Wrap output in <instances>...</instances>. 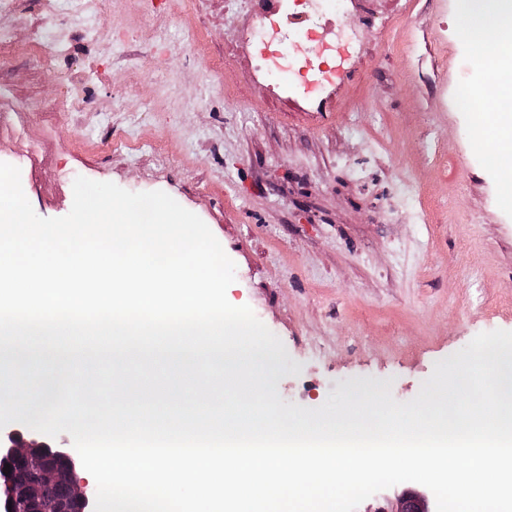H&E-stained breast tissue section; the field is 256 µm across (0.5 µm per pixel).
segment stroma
<instances>
[{"label":"stroma","instance_id":"35a3bbf8","mask_svg":"<svg viewBox=\"0 0 512 512\" xmlns=\"http://www.w3.org/2000/svg\"><path fill=\"white\" fill-rule=\"evenodd\" d=\"M277 7L0 0V161L43 218L70 212L79 176L199 216L236 265L235 304L287 351L284 402L386 382L411 401L436 362L512 332V210L471 121L493 78L457 40L454 0H339L306 22L318 40L340 19L358 33L347 76L292 92L258 60Z\"/></svg>","mask_w":512,"mask_h":512}]
</instances>
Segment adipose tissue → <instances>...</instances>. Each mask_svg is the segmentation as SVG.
<instances>
[{
  "instance_id": "1",
  "label": "adipose tissue",
  "mask_w": 512,
  "mask_h": 512,
  "mask_svg": "<svg viewBox=\"0 0 512 512\" xmlns=\"http://www.w3.org/2000/svg\"><path fill=\"white\" fill-rule=\"evenodd\" d=\"M457 10L471 20L459 37L478 69L497 77L512 76V0H456ZM494 112L480 115L476 125L494 143L486 165L505 204H512V90L495 94Z\"/></svg>"
}]
</instances>
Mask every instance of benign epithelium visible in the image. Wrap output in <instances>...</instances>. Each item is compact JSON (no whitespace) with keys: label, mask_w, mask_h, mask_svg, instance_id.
<instances>
[{"label":"benign epithelium","mask_w":512,"mask_h":512,"mask_svg":"<svg viewBox=\"0 0 512 512\" xmlns=\"http://www.w3.org/2000/svg\"><path fill=\"white\" fill-rule=\"evenodd\" d=\"M54 442L45 435L36 448L16 429L0 435V512H19L22 504L29 512H91L95 492L80 477L76 454ZM21 471L27 478L19 477ZM431 503L423 492L401 493L374 512H436Z\"/></svg>","instance_id":"7a95c632"}]
</instances>
